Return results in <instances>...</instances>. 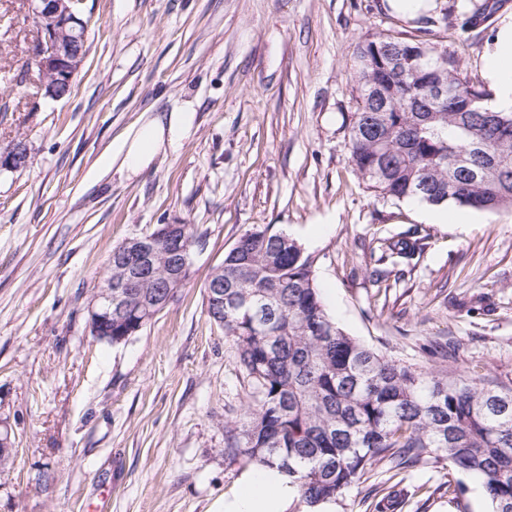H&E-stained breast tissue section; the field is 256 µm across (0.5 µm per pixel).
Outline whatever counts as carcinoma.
<instances>
[{
    "label": "carcinoma",
    "mask_w": 512,
    "mask_h": 512,
    "mask_svg": "<svg viewBox=\"0 0 512 512\" xmlns=\"http://www.w3.org/2000/svg\"><path fill=\"white\" fill-rule=\"evenodd\" d=\"M481 0L467 30L493 11ZM357 111L349 116L350 161L386 198L495 212L512 209V108L483 106L491 93L434 43L383 32L360 38L353 61ZM380 87L385 111H373ZM442 88L441 97L434 89ZM417 241H386L412 257ZM314 258L272 228L246 230L215 267L224 297L206 300L251 392L242 417L224 424L228 452L279 469L316 512L383 465L399 472L448 461L481 480L490 512H512V388L479 375L401 365L346 334L330 316ZM135 308L112 306V344L141 330ZM400 482L372 485L366 512L403 508Z\"/></svg>",
    "instance_id": "1"
}]
</instances>
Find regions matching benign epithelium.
Listing matches in <instances>:
<instances>
[{"label":"benign epithelium","mask_w":512,"mask_h":512,"mask_svg":"<svg viewBox=\"0 0 512 512\" xmlns=\"http://www.w3.org/2000/svg\"><path fill=\"white\" fill-rule=\"evenodd\" d=\"M82 0H31L40 34V41L34 56L36 67L46 76L43 84L45 95L60 100L70 96L76 75L86 58L87 20L80 5ZM27 147L18 141L5 152H0V169H16L26 164ZM177 238L178 253L183 262L174 263L165 273L166 281H180L185 267L182 263L191 261L196 243L186 234L181 224L164 225V233H144L126 239L113 251L108 266H117L123 276L112 285V277L104 282L91 298L88 306V324L92 335L99 341L112 342V303L126 308L134 300L138 303L144 318L159 315L174 300L172 293L164 290L145 294L141 291L145 282L155 275L157 246L164 236ZM117 298H112V292Z\"/></svg>","instance_id":"benign-epithelium-1"}]
</instances>
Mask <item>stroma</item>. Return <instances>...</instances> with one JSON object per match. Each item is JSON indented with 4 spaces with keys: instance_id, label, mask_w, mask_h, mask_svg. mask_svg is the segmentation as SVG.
<instances>
[{
    "instance_id": "stroma-1",
    "label": "stroma",
    "mask_w": 512,
    "mask_h": 512,
    "mask_svg": "<svg viewBox=\"0 0 512 512\" xmlns=\"http://www.w3.org/2000/svg\"><path fill=\"white\" fill-rule=\"evenodd\" d=\"M382 0H83L97 25L70 97L40 89L28 0H0V512H224L250 463L224 424L250 388L204 304L253 226L296 237L332 318L417 368L512 388V210L436 224L356 174L345 120L366 32L437 44L484 84V50L512 0L461 31L470 0H430L415 24ZM189 107L191 131L138 174L104 159L144 120ZM158 224L203 235L176 301L127 342L89 332L113 248ZM419 238L402 271L382 239ZM405 512H488L447 461L408 468ZM461 495L449 494V486Z\"/></svg>"
}]
</instances>
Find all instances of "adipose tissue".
Segmentation results:
<instances>
[{
	"label": "adipose tissue",
	"mask_w": 512,
	"mask_h": 512,
	"mask_svg": "<svg viewBox=\"0 0 512 512\" xmlns=\"http://www.w3.org/2000/svg\"><path fill=\"white\" fill-rule=\"evenodd\" d=\"M485 78L493 91L490 109L512 108V15L503 19L485 50ZM192 125L188 110L141 123L112 147L109 164L130 174L148 168L167 145L187 136ZM295 487L277 469L256 467L245 475L224 512H286Z\"/></svg>",
	"instance_id": "1"
}]
</instances>
